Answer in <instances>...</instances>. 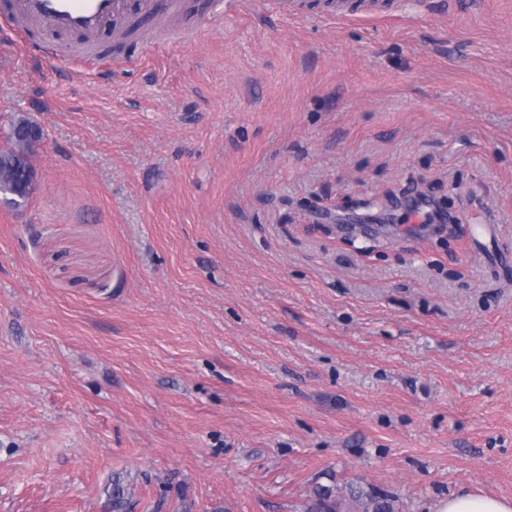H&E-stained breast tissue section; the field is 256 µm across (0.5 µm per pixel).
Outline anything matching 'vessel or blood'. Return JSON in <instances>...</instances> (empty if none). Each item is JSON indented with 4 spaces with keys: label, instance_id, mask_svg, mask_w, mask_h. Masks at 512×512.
Segmentation results:
<instances>
[{
    "label": "vessel or blood",
    "instance_id": "obj_1",
    "mask_svg": "<svg viewBox=\"0 0 512 512\" xmlns=\"http://www.w3.org/2000/svg\"><path fill=\"white\" fill-rule=\"evenodd\" d=\"M15 12V33L42 32L39 50L54 60L60 56L63 35L78 33L91 43L103 31L119 25L127 14V0H16Z\"/></svg>",
    "mask_w": 512,
    "mask_h": 512
}]
</instances>
